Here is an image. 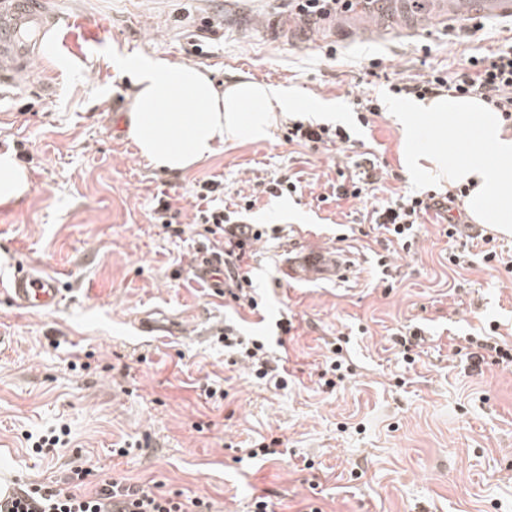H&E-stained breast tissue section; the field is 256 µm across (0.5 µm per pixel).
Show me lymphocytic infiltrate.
<instances>
[{"label":"lymphocytic infiltrate","mask_w":512,"mask_h":512,"mask_svg":"<svg viewBox=\"0 0 512 512\" xmlns=\"http://www.w3.org/2000/svg\"><path fill=\"white\" fill-rule=\"evenodd\" d=\"M394 94L426 99L449 94L455 97L477 98L498 112L504 120L512 122V37L506 38L495 50L468 57L461 72L435 71L427 77H401L390 84ZM286 141L299 146L335 147L346 149L354 142L344 126H329L303 120H289L284 132ZM219 189L218 183L203 182L196 197L206 206L197 210L193 221L213 225L221 234L219 251L224 256V297L239 306L257 310L253 281L247 264L255 241L261 240L263 230L251 232L250 240L236 236V227L223 208L208 206L207 201ZM466 188L455 190H429L416 194H398L387 204L373 209L368 222L373 229L389 235L403 251H411L418 226L429 210L448 212L445 234L448 238V263L460 267L467 263L470 249L462 242L455 218L450 211L462 198ZM468 359L481 364L492 360L503 368H512V343L500 338L497 326L488 324L477 335L468 337ZM224 345L237 350L247 361L255 376L267 380L277 389L288 385V372L272 370L266 358V349L258 340L240 336L233 328H225ZM91 468L77 463L69 468L63 480L51 484L25 483L17 485L14 498L0 499V512H211L209 501L200 497H185L180 492L166 491L161 486H141L121 479H103L89 484Z\"/></svg>","instance_id":"1"}]
</instances>
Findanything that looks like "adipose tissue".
Wrapping results in <instances>:
<instances>
[{
    "mask_svg": "<svg viewBox=\"0 0 512 512\" xmlns=\"http://www.w3.org/2000/svg\"><path fill=\"white\" fill-rule=\"evenodd\" d=\"M137 87L124 124L141 157L171 173L187 171L217 147L266 139L286 113L305 108L287 90L249 77L217 89L194 65L160 56L124 61ZM403 161L414 176L453 188L472 221L512 236V127L476 98L443 95L398 113Z\"/></svg>",
    "mask_w": 512,
    "mask_h": 512,
    "instance_id": "ef3b65f1",
    "label": "adipose tissue"
}]
</instances>
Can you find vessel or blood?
<instances>
[{
	"label": "vessel or blood",
	"mask_w": 512,
	"mask_h": 512,
	"mask_svg": "<svg viewBox=\"0 0 512 512\" xmlns=\"http://www.w3.org/2000/svg\"><path fill=\"white\" fill-rule=\"evenodd\" d=\"M411 0H376L373 12L381 22L376 35L392 33L414 37L425 20L448 28L468 19L483 16L491 20L512 21V0H432L429 17L410 11ZM62 25L46 0H0V95L23 87L34 57L46 46V36ZM224 258L202 252L193 266V275L214 291L224 289ZM288 276L299 280L349 278L351 265L344 255L326 247H305L289 253L285 262ZM12 304L31 312L56 310L62 296L58 276L37 265L16 266L5 290Z\"/></svg>",
	"instance_id": "vessel-or-blood-1"
}]
</instances>
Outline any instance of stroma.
<instances>
[{"label": "stroma", "mask_w": 512, "mask_h": 512, "mask_svg": "<svg viewBox=\"0 0 512 512\" xmlns=\"http://www.w3.org/2000/svg\"><path fill=\"white\" fill-rule=\"evenodd\" d=\"M71 26L35 59L30 81L0 96V154L25 147L30 188L0 204V285L16 265L63 277L50 313L17 310L0 294V470L28 481L63 478L75 457L100 479L159 483L207 498L213 512H512V370L471 367L457 350L494 322L512 334V273L473 257L448 263V239L428 214L406 254L378 233L354 234L363 215L392 192L430 190L401 160L395 113L410 98L388 83L428 68L460 69L474 51L495 49L485 28L458 39L427 25L414 40L391 35L296 42L271 38L263 20L288 13L286 0H58ZM336 45V56L325 55ZM160 55L206 71L216 85L246 74L328 104L326 124L351 129L356 149L374 153L387 175L362 199L336 196L346 154L303 148L284 125L256 142L221 147L182 174L161 171L124 133L133 78L130 55ZM381 59L377 74L365 68ZM368 93L382 111L361 126L350 102ZM292 177L297 194H261L243 223L271 232L249 265L259 313L230 309L195 281L191 264L213 247L195 224L198 183L218 182L217 206H232L257 183ZM180 209L185 232L154 223L158 200ZM348 255L352 278L294 280L282 272L288 246ZM386 258L392 287L380 280ZM173 323L172 336L142 333L143 315ZM293 323L290 333L276 324ZM257 337L288 386L257 379L224 347V327ZM419 328L406 363L395 340ZM341 344L351 372L335 387L320 374ZM222 387L226 398L206 389ZM67 427L71 442L48 456L29 439ZM278 453L250 457L261 438ZM130 444L128 454L116 447Z\"/></svg>", "instance_id": "stroma-1"}]
</instances>
